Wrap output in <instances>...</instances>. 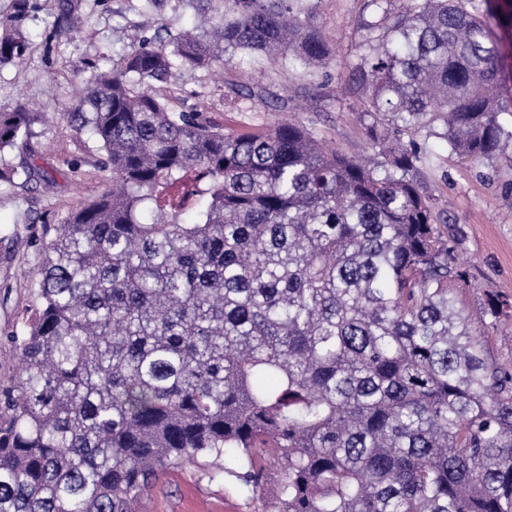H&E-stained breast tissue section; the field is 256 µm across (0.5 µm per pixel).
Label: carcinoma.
Masks as SVG:
<instances>
[{
  "mask_svg": "<svg viewBox=\"0 0 512 512\" xmlns=\"http://www.w3.org/2000/svg\"><path fill=\"white\" fill-rule=\"evenodd\" d=\"M206 18L134 46L66 116L112 189L68 216L33 269L19 364L0 378V512H138L199 464L265 512H512V371L489 364L454 284L467 271L418 178L432 137L465 162L512 151L505 15L476 0H370L356 65L364 164L300 121L226 132L153 87L238 55L329 67L304 0H178ZM67 28L88 24L59 0ZM14 24L0 60H23ZM43 116L0 110V151ZM406 138L397 151L389 133ZM512 302L479 316L497 325ZM497 62L504 74L512 73V25L505 23L496 28Z\"/></svg>",
  "mask_w": 512,
  "mask_h": 512,
  "instance_id": "1",
  "label": "carcinoma"
}]
</instances>
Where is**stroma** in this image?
I'll list each match as a JSON object with an SVG mask.
<instances>
[{
    "label": "stroma",
    "mask_w": 512,
    "mask_h": 512,
    "mask_svg": "<svg viewBox=\"0 0 512 512\" xmlns=\"http://www.w3.org/2000/svg\"><path fill=\"white\" fill-rule=\"evenodd\" d=\"M313 21L329 38L335 65L301 70L282 60L260 58L227 65L223 76L208 70H173L161 92L171 107L200 112L234 131L270 127L283 116L312 125L318 137L349 155L368 159L376 150L360 116V95L351 86L363 24L373 17L367 0H309ZM89 23L70 32L58 19L57 0H29L20 29L29 43L24 61H0V110L26 102L53 120L32 126L15 147L0 151V171L13 183H0V375L12 373L16 354L6 338L20 329L36 282L40 248L54 227L96 199L112 183L99 169V144L67 120L72 91L100 71L116 67L133 45L154 33L175 35L202 30L205 19L162 0L143 16L140 0H82ZM436 154L419 176L433 197L437 223L447 232L469 274V287L457 289L464 311L475 313L496 295L512 301V161L463 163L450 157L442 140L430 139ZM35 165L53 179L45 187L26 180ZM271 486L252 491L232 477L208 478L187 465L163 474L140 512H262Z\"/></svg>",
    "instance_id": "stroma-1"
}]
</instances>
